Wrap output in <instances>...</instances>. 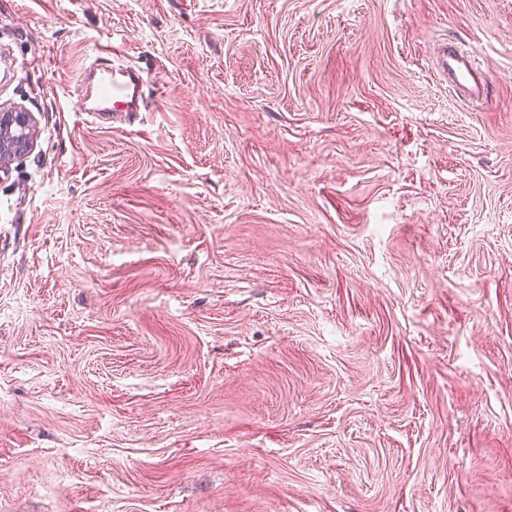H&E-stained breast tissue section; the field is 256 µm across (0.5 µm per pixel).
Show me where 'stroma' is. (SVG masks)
Listing matches in <instances>:
<instances>
[{"label":"stroma","mask_w":512,"mask_h":512,"mask_svg":"<svg viewBox=\"0 0 512 512\" xmlns=\"http://www.w3.org/2000/svg\"><path fill=\"white\" fill-rule=\"evenodd\" d=\"M0 104V512H512V0H0ZM440 69L448 77V88L455 94L463 93L469 102H477L487 96L490 78L481 68L473 48L448 46V51L441 58ZM144 77L139 69L122 64L95 63L85 68L80 79L82 112L95 118L111 112H139L144 104ZM33 117L19 107L4 108L0 105V171L11 161L23 155L32 146Z\"/></svg>","instance_id":"35a3bbf8"}]
</instances>
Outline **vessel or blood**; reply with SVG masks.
I'll list each match as a JSON object with an SVG mask.
<instances>
[{
  "label": "vessel or blood",
  "mask_w": 512,
  "mask_h": 512,
  "mask_svg": "<svg viewBox=\"0 0 512 512\" xmlns=\"http://www.w3.org/2000/svg\"><path fill=\"white\" fill-rule=\"evenodd\" d=\"M440 69L454 93L471 102L479 101L489 90V75L483 70L474 49L458 46L445 51ZM144 77L140 70L122 64L95 63L85 68L80 94L85 112L97 118L113 112H137L144 104Z\"/></svg>",
  "instance_id": "b4317fda"
}]
</instances>
